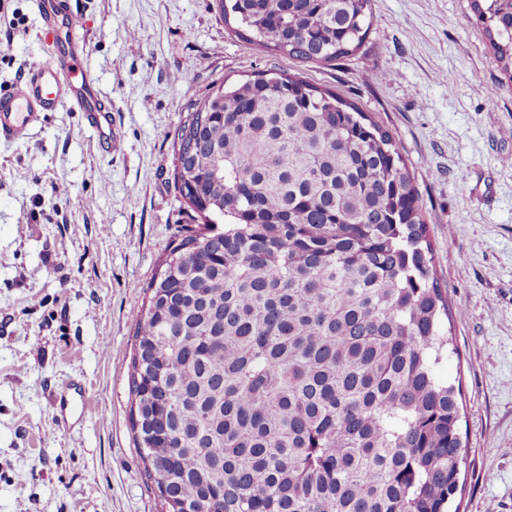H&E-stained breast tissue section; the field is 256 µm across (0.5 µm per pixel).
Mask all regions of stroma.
I'll return each mask as SVG.
<instances>
[{
	"mask_svg": "<svg viewBox=\"0 0 512 512\" xmlns=\"http://www.w3.org/2000/svg\"><path fill=\"white\" fill-rule=\"evenodd\" d=\"M72 3L117 142L101 154L67 108L0 140V512H158L129 367L133 318L188 222L177 132L207 90L274 67L395 138L459 311L441 374L461 390V512H512V79L471 0H372L361 48L325 64L255 51L216 0ZM54 58L33 0H0V87ZM374 71L390 81L365 82ZM72 383L84 401L61 407Z\"/></svg>",
	"mask_w": 512,
	"mask_h": 512,
	"instance_id": "1",
	"label": "stroma"
}]
</instances>
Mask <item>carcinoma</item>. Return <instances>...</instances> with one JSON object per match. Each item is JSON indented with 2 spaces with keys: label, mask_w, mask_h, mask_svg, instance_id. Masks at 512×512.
<instances>
[{
  "label": "carcinoma",
  "mask_w": 512,
  "mask_h": 512,
  "mask_svg": "<svg viewBox=\"0 0 512 512\" xmlns=\"http://www.w3.org/2000/svg\"><path fill=\"white\" fill-rule=\"evenodd\" d=\"M261 53H355L371 0H219ZM512 75V0H471ZM194 212L134 319L131 430L161 512H450L460 390L418 192L392 134L272 70L177 133Z\"/></svg>",
  "instance_id": "cac0c4a2"
}]
</instances>
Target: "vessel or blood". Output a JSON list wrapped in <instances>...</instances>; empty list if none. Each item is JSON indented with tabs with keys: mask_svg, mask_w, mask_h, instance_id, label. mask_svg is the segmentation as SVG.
<instances>
[{
	"mask_svg": "<svg viewBox=\"0 0 512 512\" xmlns=\"http://www.w3.org/2000/svg\"><path fill=\"white\" fill-rule=\"evenodd\" d=\"M41 19L57 47L60 65L32 67L10 87L0 90V138L17 142L30 132L47 113L69 104L82 113L94 132L103 153H111L114 141L112 107L101 88L87 78L71 80L72 59L85 51L87 42L75 22L71 0H37Z\"/></svg>",
	"mask_w": 512,
	"mask_h": 512,
	"instance_id": "1",
	"label": "vessel or blood"
}]
</instances>
